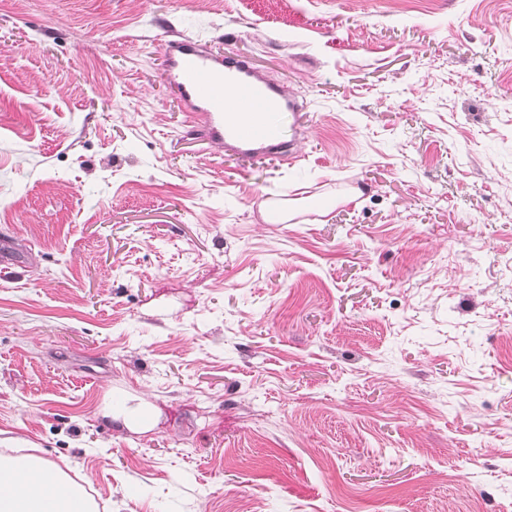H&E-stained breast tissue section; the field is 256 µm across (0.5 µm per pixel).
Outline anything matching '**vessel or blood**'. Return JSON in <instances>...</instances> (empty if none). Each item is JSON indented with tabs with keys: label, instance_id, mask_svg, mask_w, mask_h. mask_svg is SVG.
<instances>
[{
	"label": "vessel or blood",
	"instance_id": "obj_1",
	"mask_svg": "<svg viewBox=\"0 0 512 512\" xmlns=\"http://www.w3.org/2000/svg\"><path fill=\"white\" fill-rule=\"evenodd\" d=\"M164 58L168 82L208 140L242 158L296 163L293 143L283 141L272 116L300 107L247 58L212 52L185 36L167 43Z\"/></svg>",
	"mask_w": 512,
	"mask_h": 512
}]
</instances>
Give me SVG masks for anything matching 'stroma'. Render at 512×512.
Segmentation results:
<instances>
[{"label":"stroma","mask_w":512,"mask_h":512,"mask_svg":"<svg viewBox=\"0 0 512 512\" xmlns=\"http://www.w3.org/2000/svg\"><path fill=\"white\" fill-rule=\"evenodd\" d=\"M181 35L299 166L199 141ZM0 253V448L99 512H512V0H0ZM104 417L119 420L128 427L147 429L153 422V413L145 405L134 407L112 408V403H108L104 409Z\"/></svg>","instance_id":"obj_1"}]
</instances>
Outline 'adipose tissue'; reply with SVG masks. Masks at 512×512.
<instances>
[{
    "instance_id": "ef3b65f1",
    "label": "adipose tissue",
    "mask_w": 512,
    "mask_h": 512,
    "mask_svg": "<svg viewBox=\"0 0 512 512\" xmlns=\"http://www.w3.org/2000/svg\"><path fill=\"white\" fill-rule=\"evenodd\" d=\"M67 467L33 448H0V512H97Z\"/></svg>"
}]
</instances>
